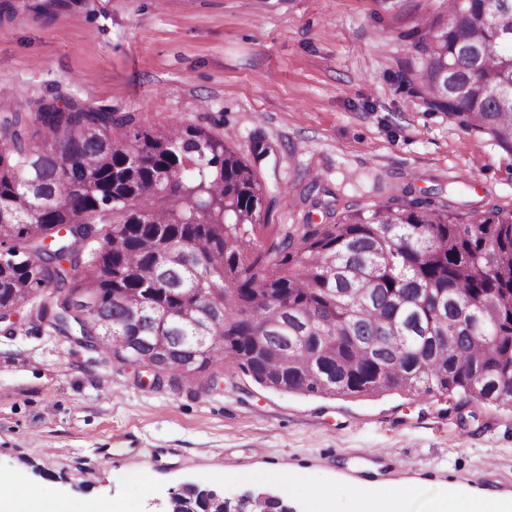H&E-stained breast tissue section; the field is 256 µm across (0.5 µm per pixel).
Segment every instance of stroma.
<instances>
[{
	"instance_id": "35a3bbf8",
	"label": "stroma",
	"mask_w": 512,
	"mask_h": 512,
	"mask_svg": "<svg viewBox=\"0 0 512 512\" xmlns=\"http://www.w3.org/2000/svg\"><path fill=\"white\" fill-rule=\"evenodd\" d=\"M440 3L77 0L0 18V86L19 102L56 95L230 137L283 191L262 239L392 198L511 210L512 151L430 111L402 81L415 65L407 33ZM152 379L17 310L0 322V474L132 512H165L187 484L231 500L269 491L292 512H352L357 489L385 483L407 486L405 512H430L452 482L512 498V408L289 394L229 362L181 389ZM363 448L385 457L366 462ZM268 466L300 489L253 479Z\"/></svg>"
}]
</instances>
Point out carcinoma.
I'll return each instance as SVG.
<instances>
[{
  "instance_id": "obj_1",
  "label": "carcinoma",
  "mask_w": 512,
  "mask_h": 512,
  "mask_svg": "<svg viewBox=\"0 0 512 512\" xmlns=\"http://www.w3.org/2000/svg\"><path fill=\"white\" fill-rule=\"evenodd\" d=\"M441 6L410 34L405 83L512 151V0ZM65 7L0 0V16ZM266 196L256 168L200 126L0 93V318L30 304L60 334L172 387L229 360L285 393L512 406V210L391 200L260 242ZM129 303L145 304L135 325ZM200 319L211 321L201 348ZM120 334L128 346L111 341ZM261 335L265 359L251 356ZM159 337L163 361L151 355Z\"/></svg>"
}]
</instances>
